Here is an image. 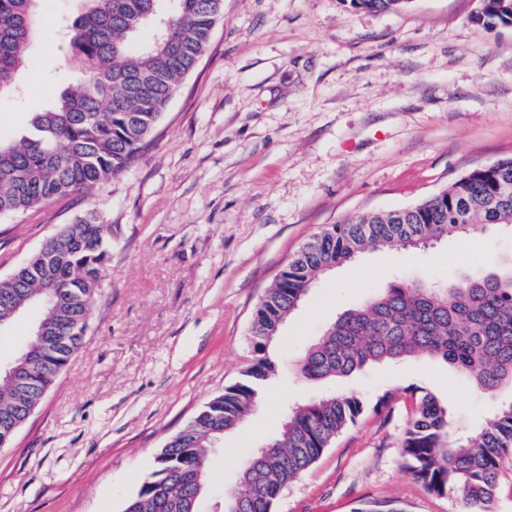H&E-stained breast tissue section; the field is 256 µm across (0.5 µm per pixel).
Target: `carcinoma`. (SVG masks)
Listing matches in <instances>:
<instances>
[{
	"label": "carcinoma",
	"instance_id": "carcinoma-1",
	"mask_svg": "<svg viewBox=\"0 0 512 512\" xmlns=\"http://www.w3.org/2000/svg\"><path fill=\"white\" fill-rule=\"evenodd\" d=\"M37 0H0V95L18 91V76L38 27ZM162 0H84L67 25L68 56L82 72L30 119L17 140L3 141L9 174L0 176V211L24 212L88 192L130 170L150 143L181 81L197 66L212 36L217 0H177L168 25L151 21ZM369 12L404 8L408 0H351ZM473 20L512 25V0H479ZM489 226H512V157L477 167L420 202L332 224L308 240L277 275L249 327L251 363L242 378L210 400L160 450L124 512H198L209 487L208 464L224 434L261 402L275 374L269 347L326 272L367 250L427 247ZM55 260L33 254L0 279V317L16 305L42 308L39 321L57 333L23 385L0 379V431L39 405L80 348L91 301L103 284L112 226L88 210L61 229ZM64 285L61 302H44L46 279ZM425 354L467 376L495 399L512 386V263L448 284L392 277L372 299L344 310L302 352L311 381L332 382L385 361ZM412 406L400 440L406 472L430 493L453 489L467 512H492L504 459L512 456V401L495 405L484 423L463 433L448 405L410 386ZM396 394L374 405L350 392H331L290 409L278 433L251 450L238 488L224 492V512H273L276 501L336 438L367 410L391 411Z\"/></svg>",
	"mask_w": 512,
	"mask_h": 512
}]
</instances>
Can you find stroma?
Here are the masks:
<instances>
[{"label": "stroma", "instance_id": "stroma-1", "mask_svg": "<svg viewBox=\"0 0 512 512\" xmlns=\"http://www.w3.org/2000/svg\"><path fill=\"white\" fill-rule=\"evenodd\" d=\"M80 0H39L28 50L38 83L0 98V138L24 133L58 85L81 75L60 50ZM478 0H411L368 12L350 0H224L197 67L135 166L90 193L0 216V278L60 226L97 209L112 227L102 288L81 347L7 447L0 512H123L167 440L239 381L249 325L277 274L323 228L413 205L471 169L512 157V25L473 21ZM512 261V230L407 253L368 251L307 294L270 348L261 408L224 437L201 512H222L241 462L273 436L289 402L328 389L375 403L283 493L275 512H465L403 469L404 390L422 386L471 427L496 399L425 355L332 385L298 361L346 308L394 271L439 281Z\"/></svg>", "mask_w": 512, "mask_h": 512}]
</instances>
